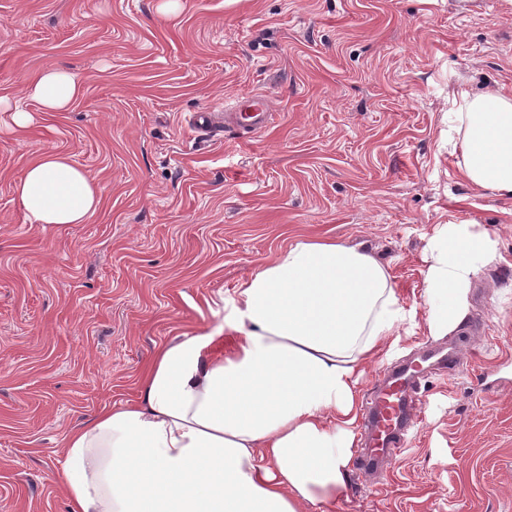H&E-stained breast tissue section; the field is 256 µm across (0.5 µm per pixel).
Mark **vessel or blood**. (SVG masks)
<instances>
[{
	"label": "vessel or blood",
	"instance_id": "vessel-or-blood-1",
	"mask_svg": "<svg viewBox=\"0 0 512 512\" xmlns=\"http://www.w3.org/2000/svg\"><path fill=\"white\" fill-rule=\"evenodd\" d=\"M268 114V99L253 95L239 101L235 111L222 118L255 132L265 127ZM430 360L445 378L454 376L461 366L456 354L426 349L419 360L403 361L380 372L377 389L364 410V448L359 458L362 475L371 477L384 471L404 452L410 423L417 414L418 395L426 383L419 364Z\"/></svg>",
	"mask_w": 512,
	"mask_h": 512
}]
</instances>
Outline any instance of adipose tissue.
<instances>
[{
	"instance_id": "1",
	"label": "adipose tissue",
	"mask_w": 512,
	"mask_h": 512,
	"mask_svg": "<svg viewBox=\"0 0 512 512\" xmlns=\"http://www.w3.org/2000/svg\"><path fill=\"white\" fill-rule=\"evenodd\" d=\"M84 94L61 67L27 86L45 112ZM456 104L464 177L512 200V93L463 91ZM14 193L33 224H84L102 202L98 183L58 151L32 159ZM429 251L425 291L439 303L427 323L437 335L462 321L470 281L496 245L446 224ZM408 316L374 256L296 238L237 289L222 324L157 348L136 400L68 432L70 512H314L346 495L359 382Z\"/></svg>"
}]
</instances>
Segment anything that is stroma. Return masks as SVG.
<instances>
[{"label": "stroma", "instance_id": "1", "mask_svg": "<svg viewBox=\"0 0 512 512\" xmlns=\"http://www.w3.org/2000/svg\"><path fill=\"white\" fill-rule=\"evenodd\" d=\"M0 0V512H68L62 442L136 399L156 347L295 238L361 246L415 311L359 385L419 347L459 351L429 380L384 484L349 477L318 512H512V203L460 169L454 99L512 88V0ZM85 95L41 112L47 66ZM263 94L266 129L204 136L195 113ZM72 156L102 194L84 224L30 223L28 162ZM497 243L464 321L430 335L428 244L445 224ZM0 112L2 115H7L10 125L17 129H26L34 121L30 112L22 109L16 101L6 96H0Z\"/></svg>", "mask_w": 512, "mask_h": 512}]
</instances>
